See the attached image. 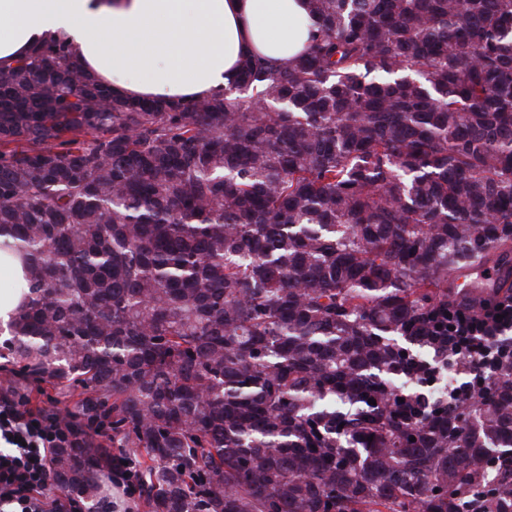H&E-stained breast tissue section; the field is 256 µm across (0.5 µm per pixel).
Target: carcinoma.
Wrapping results in <instances>:
<instances>
[{
  "instance_id": "carcinoma-1",
  "label": "carcinoma",
  "mask_w": 512,
  "mask_h": 512,
  "mask_svg": "<svg viewBox=\"0 0 512 512\" xmlns=\"http://www.w3.org/2000/svg\"><path fill=\"white\" fill-rule=\"evenodd\" d=\"M308 2L222 96L132 102L54 40L0 73L11 381L66 399L86 512L122 455L146 512H512V355L459 398L428 335L512 252V0ZM6 286L0 290V319L4 327L27 292L26 263L19 256L0 247V279Z\"/></svg>"
}]
</instances>
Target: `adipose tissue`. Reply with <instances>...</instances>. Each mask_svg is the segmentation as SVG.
<instances>
[{
  "instance_id": "adipose-tissue-1",
  "label": "adipose tissue",
  "mask_w": 512,
  "mask_h": 512,
  "mask_svg": "<svg viewBox=\"0 0 512 512\" xmlns=\"http://www.w3.org/2000/svg\"><path fill=\"white\" fill-rule=\"evenodd\" d=\"M308 0H0V73L51 38L113 93L187 102L235 85L242 61L308 51ZM0 320L27 290L26 263L0 248Z\"/></svg>"
}]
</instances>
